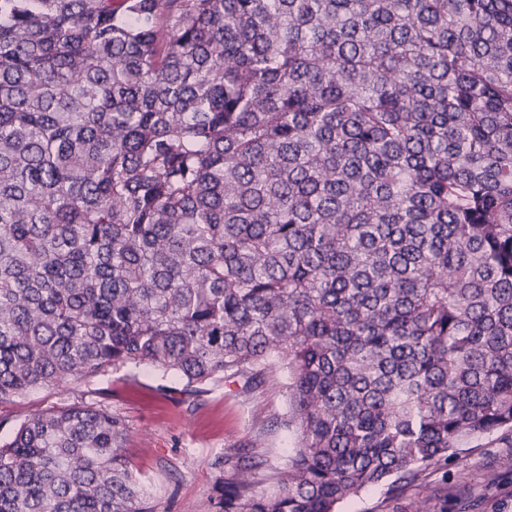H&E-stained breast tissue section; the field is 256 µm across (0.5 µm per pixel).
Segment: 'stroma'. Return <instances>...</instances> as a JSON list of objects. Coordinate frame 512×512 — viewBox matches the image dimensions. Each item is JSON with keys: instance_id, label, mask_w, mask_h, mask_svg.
Returning a JSON list of instances; mask_svg holds the SVG:
<instances>
[{"instance_id": "1", "label": "stroma", "mask_w": 512, "mask_h": 512, "mask_svg": "<svg viewBox=\"0 0 512 512\" xmlns=\"http://www.w3.org/2000/svg\"><path fill=\"white\" fill-rule=\"evenodd\" d=\"M286 377L277 371L256 390L220 383L198 402H183L161 372L128 366L100 377L113 412L125 417V452L139 469L158 512H208L221 476L214 462L255 439L272 464L288 452L289 434L279 420L287 409ZM72 385L0 403V441L11 438L34 413L77 401ZM455 487L447 512H512V430L473 440L460 455L423 474L411 494L430 498L440 484Z\"/></svg>"}]
</instances>
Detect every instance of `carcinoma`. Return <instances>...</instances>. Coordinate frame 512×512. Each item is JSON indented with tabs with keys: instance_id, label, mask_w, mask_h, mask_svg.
Returning a JSON list of instances; mask_svg holds the SVG:
<instances>
[{
	"instance_id": "obj_1",
	"label": "carcinoma",
	"mask_w": 512,
	"mask_h": 512,
	"mask_svg": "<svg viewBox=\"0 0 512 512\" xmlns=\"http://www.w3.org/2000/svg\"><path fill=\"white\" fill-rule=\"evenodd\" d=\"M128 365L254 390L210 512L399 499L512 429V0H0V403ZM102 401L0 512H155Z\"/></svg>"
}]
</instances>
